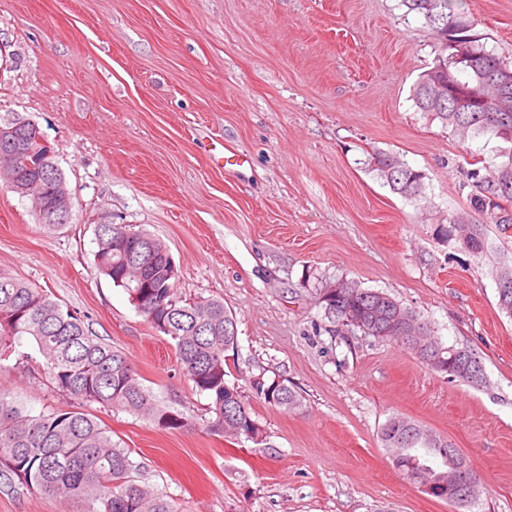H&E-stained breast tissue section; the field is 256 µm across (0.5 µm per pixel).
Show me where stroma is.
<instances>
[{
  "mask_svg": "<svg viewBox=\"0 0 512 512\" xmlns=\"http://www.w3.org/2000/svg\"><path fill=\"white\" fill-rule=\"evenodd\" d=\"M464 9L512 61V0ZM435 55L399 0H0V121L41 128L73 197L69 223L48 232L0 185V273L89 315L145 388L184 412L176 430L124 411L100 418L141 462L140 481L186 512H512V318L493 277L512 262V229L487 225L479 255L439 231L470 213L460 166L501 142L460 141L417 110L410 89ZM376 149L427 173L423 198L366 171ZM110 223L163 240L179 294L222 298L235 314L229 379L266 442L206 429L207 400L171 340L96 268V227ZM346 280L473 350L486 385L329 322L315 292ZM259 375L288 381L302 406L257 399ZM0 391L35 413L69 403L38 368L0 374ZM394 415L470 460L475 501L454 505L392 468L380 429ZM82 510L0 494V512Z\"/></svg>",
  "mask_w": 512,
  "mask_h": 512,
  "instance_id": "1",
  "label": "stroma"
}]
</instances>
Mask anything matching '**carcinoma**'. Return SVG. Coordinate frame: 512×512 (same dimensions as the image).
Listing matches in <instances>:
<instances>
[{"label":"carcinoma","instance_id":"carcinoma-1","mask_svg":"<svg viewBox=\"0 0 512 512\" xmlns=\"http://www.w3.org/2000/svg\"><path fill=\"white\" fill-rule=\"evenodd\" d=\"M407 13L420 17L436 36L438 53L432 67H443L456 75L459 84L477 96H491L497 86L487 71L506 62L487 49L485 37L463 11V0H402ZM450 40H462L470 55L459 59ZM425 70L413 84L411 97L417 109L442 123L461 140L490 135L507 143L499 149L500 161L480 159L462 169L472 188V227L461 244L473 254L487 246L484 224H497L501 231L512 226L504 218L512 208V195L501 194L500 186L512 184V119L499 122L492 112H456L451 100L438 105L430 99ZM364 165L382 185L408 199L424 194L426 173L412 167L400 154L374 150ZM101 246L96 253L98 271L114 286L127 291L137 311L174 343L184 373L196 392L208 400V427L230 437L245 419H253L240 387L228 380L227 353L237 345V320L218 297L184 299L177 293L176 264L159 254L163 244L154 240L156 263L146 271L137 287H131L136 263L126 261L127 250L113 242L112 225H97ZM319 289L318 302L331 320L350 330L346 321L360 317L369 328L366 335L381 342H396L400 336L392 323V312L380 305L390 295L366 288H347L345 295H326ZM33 351L20 350L24 342ZM35 364L45 371L56 392L70 399L68 408L32 413L22 403L0 392V493L13 495L38 492L49 496L76 498L83 512H182L173 497L138 483L141 463L132 451L112 439L98 417L85 407L91 404L108 411L145 416L177 429L185 414L161 406L143 386L126 355L96 334L85 314L72 312L50 295L13 277L0 274V372ZM255 396L265 403L290 411L302 405V396L285 380L257 378L251 382ZM451 460L446 447H414L400 464L405 478L417 482L425 469L439 476L448 472Z\"/></svg>","mask_w":512,"mask_h":512}]
</instances>
